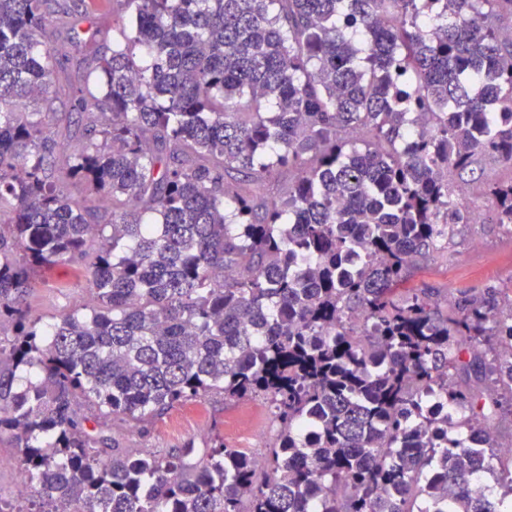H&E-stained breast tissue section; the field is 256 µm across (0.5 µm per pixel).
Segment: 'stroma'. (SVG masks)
<instances>
[{
  "instance_id": "obj_1",
  "label": "stroma",
  "mask_w": 512,
  "mask_h": 512,
  "mask_svg": "<svg viewBox=\"0 0 512 512\" xmlns=\"http://www.w3.org/2000/svg\"><path fill=\"white\" fill-rule=\"evenodd\" d=\"M490 282L512 284V234L499 225L484 223L460 226L447 250L422 266L412 280L414 287L429 286L444 293ZM89 299L82 268L66 265L39 273L27 303L35 315L48 321L64 308L85 304ZM248 411L253 414L250 435L234 432L235 420ZM103 429L120 448L130 451L166 454L190 439L202 448L218 435L233 448L256 446V454L261 457L274 443L278 423L265 400L228 402L222 395L213 394L169 409L144 432L119 419L107 421ZM13 455L8 438H1L0 501L25 506L32 497V488L20 480Z\"/></svg>"
}]
</instances>
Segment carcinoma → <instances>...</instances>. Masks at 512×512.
I'll return each instance as SVG.
<instances>
[{"label": "carcinoma", "instance_id": "cac0c4a2", "mask_svg": "<svg viewBox=\"0 0 512 512\" xmlns=\"http://www.w3.org/2000/svg\"><path fill=\"white\" fill-rule=\"evenodd\" d=\"M118 2L109 44L85 0H0V436L31 506L506 512L473 485L512 438V290L405 284L471 223L449 176L512 170V0ZM487 196L512 233V179ZM58 264L92 304L45 324ZM212 393L271 404L262 465L81 416L144 432ZM37 286L27 297V303L36 316L51 321L61 310L83 305L90 300L82 288L83 269L79 266H56L36 277Z\"/></svg>", "mask_w": 512, "mask_h": 512}]
</instances>
